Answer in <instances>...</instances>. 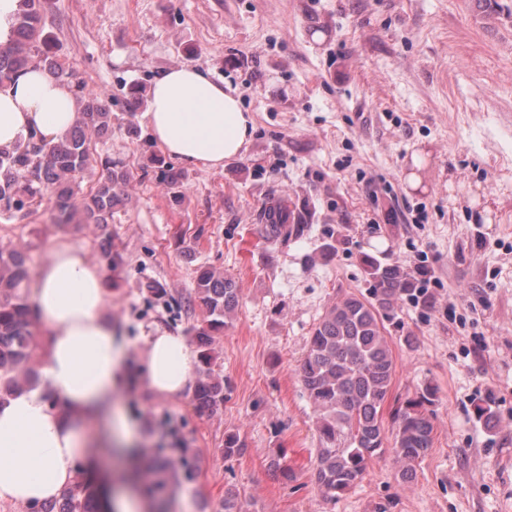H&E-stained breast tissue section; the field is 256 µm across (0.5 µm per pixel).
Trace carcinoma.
Listing matches in <instances>:
<instances>
[{"instance_id":"carcinoma-1","label":"carcinoma","mask_w":512,"mask_h":512,"mask_svg":"<svg viewBox=\"0 0 512 512\" xmlns=\"http://www.w3.org/2000/svg\"><path fill=\"white\" fill-rule=\"evenodd\" d=\"M22 9L13 31L12 46L0 51V89L6 87L29 64L38 63L58 81L69 73L55 52V37L46 30L44 0H21ZM77 118L62 136L46 140L31 136L10 151H0V208L28 214L36 198H48L56 224H91L102 240L114 208L122 202L121 187L128 172L107 159L104 180L89 193L78 196L79 179L90 163V140L112 130V110L98 96L74 85ZM264 224L267 238L278 241L303 230L291 223L284 206L269 214ZM371 282V296H344L330 306L312 329L304 357L297 366L302 389L316 412L318 449L313 480L329 501H336L362 479L369 461L384 451L388 437L383 425V406L390 393L394 361L385 336L382 317L400 296L413 287L412 276L401 266L363 258ZM27 258L15 248H0V401L37 384L35 367L33 303L26 288ZM195 301L203 316L189 328L200 340L201 368L193 397L201 409L224 405L229 381L214 374L210 348L213 336L223 332L239 304L236 282L208 267L195 275ZM437 390L424 385L392 413V453L399 477L408 481L416 472L433 441V423L428 407ZM236 433L224 436V456L244 451ZM31 512H111L108 499L84 470L61 496Z\"/></svg>"}]
</instances>
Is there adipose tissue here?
<instances>
[{"mask_svg": "<svg viewBox=\"0 0 512 512\" xmlns=\"http://www.w3.org/2000/svg\"><path fill=\"white\" fill-rule=\"evenodd\" d=\"M77 117L74 91L30 65L0 89V150L30 134L52 139ZM160 149L188 168H222L244 154L254 120L236 92L191 64L155 76L145 114ZM107 272L85 248L56 240L28 283L39 338L40 383L0 403V502L30 506L58 498L79 463H95L114 430L112 396L127 377L129 344L112 320ZM143 382L157 397L182 396L196 350L184 337H147Z\"/></svg>", "mask_w": 512, "mask_h": 512, "instance_id": "adipose-tissue-1", "label": "adipose tissue"}]
</instances>
